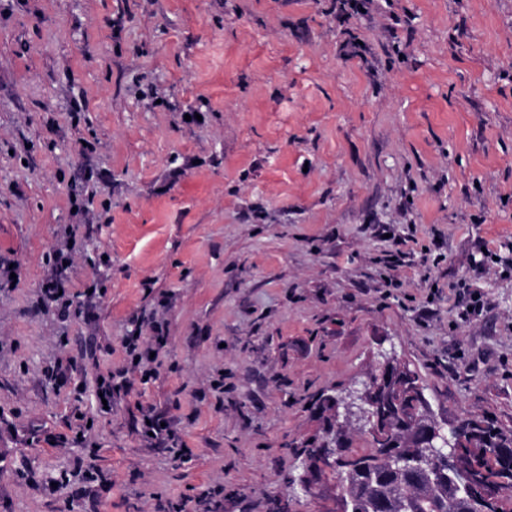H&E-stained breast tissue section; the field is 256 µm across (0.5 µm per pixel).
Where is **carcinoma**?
Returning a JSON list of instances; mask_svg holds the SVG:
<instances>
[{"label":"carcinoma","mask_w":512,"mask_h":512,"mask_svg":"<svg viewBox=\"0 0 512 512\" xmlns=\"http://www.w3.org/2000/svg\"><path fill=\"white\" fill-rule=\"evenodd\" d=\"M403 396L380 407V415L394 428L391 442H370L344 464L339 487L346 512H512V430L488 420L465 418L457 428L461 440L453 461L418 448L414 415L408 407L416 398L407 393L420 388L419 378L404 368ZM322 444L310 440L298 454L313 474L321 476L318 453ZM393 454L422 455L434 475L419 469L388 470L384 461ZM470 476L468 494L458 493L448 468Z\"/></svg>","instance_id":"carcinoma-1"}]
</instances>
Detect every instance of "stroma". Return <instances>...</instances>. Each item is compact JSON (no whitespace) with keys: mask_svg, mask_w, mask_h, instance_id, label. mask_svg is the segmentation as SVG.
<instances>
[{"mask_svg":"<svg viewBox=\"0 0 512 512\" xmlns=\"http://www.w3.org/2000/svg\"><path fill=\"white\" fill-rule=\"evenodd\" d=\"M71 225L91 321L39 303ZM0 256V512H325L295 450L386 355L444 429H510L512 0H0ZM139 318L167 342L111 412L50 379ZM146 420L150 421V424L146 423ZM143 421L146 427V433H153V437L160 439L163 442L169 444V448L175 450V454L182 455L187 451L186 444L178 433L171 427V424L167 420H162L157 415L153 414L152 408L148 409L143 414ZM161 422L165 423L164 427H161Z\"/></svg>","mask_w":512,"mask_h":512,"instance_id":"35a3bbf8","label":"stroma"}]
</instances>
